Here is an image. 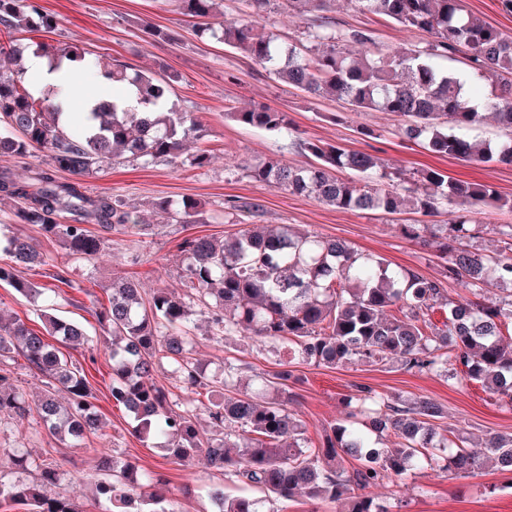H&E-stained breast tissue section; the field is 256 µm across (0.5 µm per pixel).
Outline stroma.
<instances>
[{
  "label": "stroma",
  "mask_w": 512,
  "mask_h": 512,
  "mask_svg": "<svg viewBox=\"0 0 512 512\" xmlns=\"http://www.w3.org/2000/svg\"><path fill=\"white\" fill-rule=\"evenodd\" d=\"M57 21L49 38L58 43H78L85 51L105 55L154 73L172 77V99L179 109L193 113L201 123L199 140L190 152L203 151L207 165L192 168L181 163H143L117 159L98 174L85 178L87 194L109 193L122 198L140 212L153 229L144 236L119 230H102L91 224L94 235L109 241L105 254L92 262H75L68 269L69 284L60 286L59 302L65 317L97 329L94 311L106 303L111 280L130 278L143 293L156 288L181 291L184 259L183 239L210 235L225 239L238 227L228 214L229 199L241 196L258 200L264 206V223L287 224L325 237L342 239L359 253L373 254L393 267L414 268L427 276L438 275L440 267L434 249L420 240L405 239L399 232L403 224L447 222V211L432 217L404 211L390 215L379 211L338 210L317 199L294 195L248 177L249 166L278 159L289 165H304L308 156L300 154L291 138L272 134L233 121L231 112L254 105H267L285 112L291 125L304 137L347 149L365 151L385 160L403 177L422 168H436L448 175L491 186L499 195L512 197V166L473 164L440 157L422 145L397 134L396 117L386 112H355L342 102L314 99L307 93L285 85L268 75L245 54L197 36L192 22L178 13L173 0H37ZM332 18L337 28L362 27L372 30L382 51L425 47L430 35L403 27L389 18L363 12L353 0H332L326 10L317 9L295 17L286 6L252 15L246 0H224L226 23L252 19L277 32L286 42L304 40L305 30L320 16ZM154 25L179 32L176 43L156 40L147 32ZM193 197L203 204L198 223L174 224L153 210L155 199L174 200ZM139 263H131L132 253ZM73 356L82 360L107 424L106 442L91 439L89 448H70L34 424H0V473L10 474L11 457L23 448L32 455L58 465L64 484L78 500L80 512H102L90 485L97 471V449L106 446L112 455L135 459L147 471L160 474L168 496L180 512H210L209 491L223 477L204 461L182 465L165 456L153 441H140L133 433V422L124 407L115 405L109 388L112 361L107 347H99L93 359L83 350ZM195 356L207 375L219 374L225 359L243 365V383L277 369L271 344H261L245 336L221 339L209 334L207 324L197 331ZM288 382L289 409L298 412L307 426L306 436L320 443L323 430L343 415L342 402L355 386L365 384L390 395L428 396L448 412L452 423L467 425L473 438L492 433L512 432V407L498 403L487 389L476 382L455 383L394 366L346 364L333 369L306 364L294 359ZM371 496L401 512H512V474L494 464H486L477 475L460 477L430 469L408 473L396 485L371 489Z\"/></svg>",
  "instance_id": "1"
}]
</instances>
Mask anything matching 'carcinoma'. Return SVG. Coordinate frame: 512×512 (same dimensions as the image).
<instances>
[{
	"instance_id": "obj_1",
	"label": "carcinoma",
	"mask_w": 512,
	"mask_h": 512,
	"mask_svg": "<svg viewBox=\"0 0 512 512\" xmlns=\"http://www.w3.org/2000/svg\"><path fill=\"white\" fill-rule=\"evenodd\" d=\"M179 13L197 20L196 32L249 56L281 82L313 98L334 97L354 112H388L400 118L398 135L438 156L482 164L512 165V140L496 151L468 136L475 126L493 118L512 136V36L505 35L464 11L461 0H355L364 10L430 34L424 48L395 53L371 49V31L338 32L327 24L308 27L304 42H283L264 25L249 21L227 27L219 19V0H175ZM54 16L35 0H0V27L49 32ZM37 48L57 69L77 64L97 79L112 82V99L92 101L82 112L68 111L70 88L61 84L35 97L23 66L0 72V156L26 157L38 150L49 164L75 177H87L117 158L146 163H181L202 168L204 152L184 154L200 133L197 119L170 104L169 82L91 55L75 43L22 45L0 42V56L17 59ZM466 53L469 71L445 69L440 61ZM492 87L486 93V87ZM247 126L286 134L301 152L315 158L307 166L277 159L248 168V176L291 194L312 196L342 210H379L397 214L405 208L425 216L441 207L477 209L487 203L512 211V199L491 186L465 181L424 168L407 180L369 152L347 151L311 140L291 126L287 115L267 106L230 112ZM339 169L356 178L341 179ZM12 200L11 223L0 224V283L24 297H44L37 317L50 336L73 348L90 350L100 339L111 342L112 399L136 422L141 440L152 439L174 461L197 455L227 477L262 489L265 496L230 495L224 486L210 491L215 512H275L274 501L298 492L336 503V512H392L364 493L391 484L424 467L444 474H476L483 456L469 449L468 430L448 422V412L435 400L400 394L383 396L359 385L344 399V417L324 429L315 448L305 437V423L288 410L291 371L281 369L264 379L275 396L239 387L243 368L226 358L222 376L206 377L193 357L196 323L191 308L206 317L216 337L240 334L257 342L287 341L303 360L327 367L346 364L397 366L426 372L449 381H475L512 406V291L494 307L477 301L489 285L512 287V225L498 229L499 248L486 252L475 245L483 225L465 216L434 224L430 230L442 260L437 277L411 268L393 269L384 259L363 255L346 241L302 233L289 225L265 229L250 220L263 206L248 199L228 201L231 214L246 221L234 237L186 238L181 243L186 267L183 293L156 289L145 297L131 280H114L108 304L95 311L98 336L60 314L58 293L20 278L16 265L30 268L48 263L17 224L38 227L63 242L53 280L67 282L72 259L94 260L105 248L86 223L143 235L147 225L124 200L104 193L89 196L79 183H62L39 174L33 189L0 174V202ZM153 208L177 224L198 222L201 203L185 197L178 206L160 197ZM468 294L452 299L448 282ZM445 306L448 316L432 321ZM26 369L45 381L36 399L28 397L14 377L16 356ZM168 365L185 389L207 390L205 411L218 435L204 439L197 414L173 407L164 386L153 380ZM93 387L83 364L65 355L21 319L0 320V418L37 425L72 448L86 447L93 435L107 438ZM488 458L512 474V433L492 434L485 441ZM353 458L358 466L347 470ZM14 480L0 476V502L28 507V512H79L62 487L58 468L19 448L12 457ZM94 496L107 512H178L162 493L144 488L163 484L156 474L128 459L103 455ZM29 473L33 480L22 478Z\"/></svg>"
}]
</instances>
